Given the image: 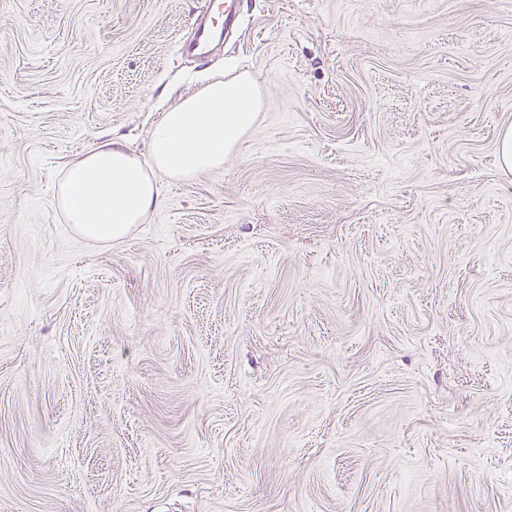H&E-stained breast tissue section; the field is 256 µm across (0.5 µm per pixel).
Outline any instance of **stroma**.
<instances>
[{
	"instance_id": "stroma-1",
	"label": "stroma",
	"mask_w": 512,
	"mask_h": 512,
	"mask_svg": "<svg viewBox=\"0 0 512 512\" xmlns=\"http://www.w3.org/2000/svg\"><path fill=\"white\" fill-rule=\"evenodd\" d=\"M0 0V512H512V0ZM264 107L120 242L69 165Z\"/></svg>"
}]
</instances>
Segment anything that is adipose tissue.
<instances>
[{
    "label": "adipose tissue",
    "instance_id": "adipose-tissue-1",
    "mask_svg": "<svg viewBox=\"0 0 512 512\" xmlns=\"http://www.w3.org/2000/svg\"><path fill=\"white\" fill-rule=\"evenodd\" d=\"M262 108L254 78L215 75L153 126L149 162H141L121 139L100 144L69 167L56 203L86 237L124 240L160 205L162 178L189 182L223 168L225 157L253 127Z\"/></svg>",
    "mask_w": 512,
    "mask_h": 512
}]
</instances>
